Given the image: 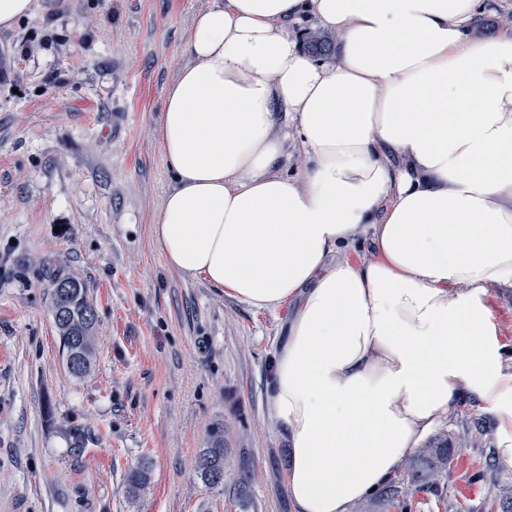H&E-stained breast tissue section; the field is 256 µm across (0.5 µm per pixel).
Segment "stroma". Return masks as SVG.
Listing matches in <instances>:
<instances>
[{
  "label": "stroma",
  "instance_id": "35a3bbf8",
  "mask_svg": "<svg viewBox=\"0 0 512 512\" xmlns=\"http://www.w3.org/2000/svg\"><path fill=\"white\" fill-rule=\"evenodd\" d=\"M213 0H37L0 30V512H295L288 454L266 410L289 301L256 310L169 267L151 224L172 184L157 139L184 39ZM34 46L18 53L20 41ZM81 278L98 322L93 367L62 356L43 263ZM500 368L512 374V288L491 290ZM448 479L350 512H512L498 423L462 396L429 442ZM223 430L225 488L196 463ZM150 463L139 495L130 471ZM249 478L251 505L232 485ZM498 495L488 498V484Z\"/></svg>",
  "mask_w": 512,
  "mask_h": 512
}]
</instances>
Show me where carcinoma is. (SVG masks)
<instances>
[{
    "label": "carcinoma",
    "instance_id": "1",
    "mask_svg": "<svg viewBox=\"0 0 512 512\" xmlns=\"http://www.w3.org/2000/svg\"><path fill=\"white\" fill-rule=\"evenodd\" d=\"M338 36L313 29L305 33V46L311 53L327 58L334 53ZM45 273L53 288L50 312L58 331L68 371L75 377L86 375L91 368L93 333L97 312L88 300L82 280L66 272L55 263L47 262ZM403 474L399 485L387 487L382 496L396 500L413 491L436 487L448 472V444L422 449L416 458L401 465ZM197 473L201 481L211 488L224 487V438L219 433L211 435L207 448L199 455ZM149 475V462L143 461L128 477L129 492L142 491Z\"/></svg>",
    "mask_w": 512,
    "mask_h": 512
}]
</instances>
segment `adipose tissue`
I'll return each instance as SVG.
<instances>
[{
    "label": "adipose tissue",
    "instance_id": "adipose-tissue-1",
    "mask_svg": "<svg viewBox=\"0 0 512 512\" xmlns=\"http://www.w3.org/2000/svg\"><path fill=\"white\" fill-rule=\"evenodd\" d=\"M484 5L214 0L165 90L166 263L255 309L297 303L267 410L298 512H349L465 392L512 469V375L483 302L512 288V32L475 39ZM304 17L338 35L333 64L289 35ZM293 134L307 160L288 175ZM363 231L373 259H338Z\"/></svg>",
    "mask_w": 512,
    "mask_h": 512
}]
</instances>
